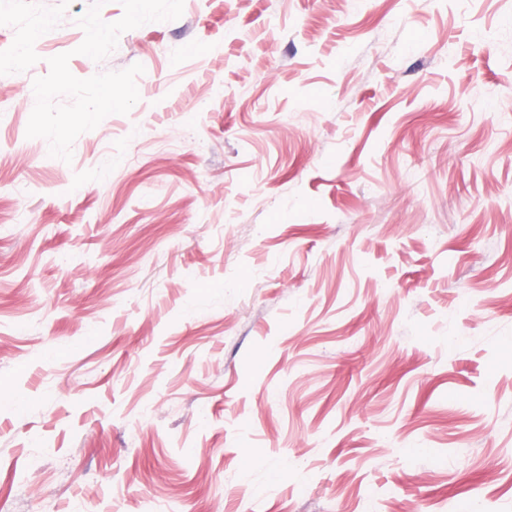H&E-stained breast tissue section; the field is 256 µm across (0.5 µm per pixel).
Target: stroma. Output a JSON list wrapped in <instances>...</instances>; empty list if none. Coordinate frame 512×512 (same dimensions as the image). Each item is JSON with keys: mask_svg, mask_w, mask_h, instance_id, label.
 Returning a JSON list of instances; mask_svg holds the SVG:
<instances>
[{"mask_svg": "<svg viewBox=\"0 0 512 512\" xmlns=\"http://www.w3.org/2000/svg\"><path fill=\"white\" fill-rule=\"evenodd\" d=\"M89 3L0 0V512H512V0Z\"/></svg>", "mask_w": 512, "mask_h": 512, "instance_id": "1", "label": "stroma"}]
</instances>
